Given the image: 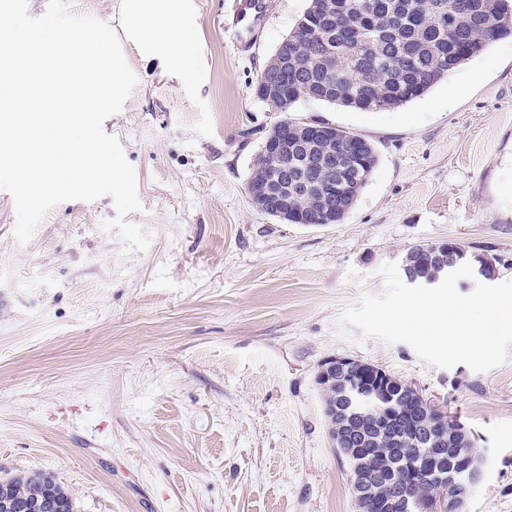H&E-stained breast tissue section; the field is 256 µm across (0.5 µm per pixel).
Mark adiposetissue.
<instances>
[{
  "label": "adipose tissue",
  "instance_id": "obj_1",
  "mask_svg": "<svg viewBox=\"0 0 512 512\" xmlns=\"http://www.w3.org/2000/svg\"><path fill=\"white\" fill-rule=\"evenodd\" d=\"M124 36L145 58L161 67L193 74V36L188 26L189 0H120Z\"/></svg>",
  "mask_w": 512,
  "mask_h": 512
}]
</instances>
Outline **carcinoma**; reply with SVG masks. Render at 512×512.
Wrapping results in <instances>:
<instances>
[{"label": "carcinoma", "instance_id": "1", "mask_svg": "<svg viewBox=\"0 0 512 512\" xmlns=\"http://www.w3.org/2000/svg\"><path fill=\"white\" fill-rule=\"evenodd\" d=\"M330 0H310L308 8L288 37L301 41L303 51L288 61V79L275 100L277 111L288 112L301 98L361 112L400 108L425 95L436 83L479 55L494 42L512 35V0H368L362 8L358 0H341L345 11L333 14ZM333 139L317 142L311 154L339 152L343 142L355 141L358 154L344 161L345 171L336 180V196L346 201L347 210L336 214L341 224L353 208L378 163L375 147L355 132L331 126ZM276 170L273 156H256L247 186L272 179ZM325 205L321 195L310 194L295 200L297 224H322ZM432 245L423 244L409 251L403 265L410 282H430L437 264L430 255ZM347 378L336 377L324 390L330 406L339 401ZM351 427L366 435L370 449L368 462L383 466L390 460L387 449L396 454L417 450L411 434L398 443L384 430L371 427L358 418ZM34 473L0 482V500L33 498L49 492L73 512V496L55 480L39 484Z\"/></svg>", "mask_w": 512, "mask_h": 512}]
</instances>
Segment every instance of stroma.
I'll return each instance as SVG.
<instances>
[{
    "mask_svg": "<svg viewBox=\"0 0 512 512\" xmlns=\"http://www.w3.org/2000/svg\"><path fill=\"white\" fill-rule=\"evenodd\" d=\"M228 0H192L196 69L134 48L138 85L107 118L135 169L151 236L122 256L111 197L52 209L27 244L0 190V481L52 474L74 512H359L315 377L348 357L412 383L479 436L466 512H512V359L487 372L405 343L337 335L341 308L381 293L386 262L452 240L512 280V37L405 106L358 112L255 94L308 0H268L255 48L224 36ZM325 121L379 161L340 224L257 211L247 182L283 119Z\"/></svg>",
    "mask_w": 512,
    "mask_h": 512,
    "instance_id": "stroma-1",
    "label": "stroma"
}]
</instances>
